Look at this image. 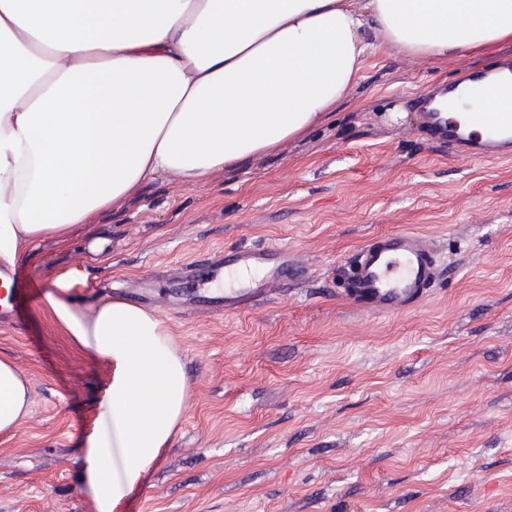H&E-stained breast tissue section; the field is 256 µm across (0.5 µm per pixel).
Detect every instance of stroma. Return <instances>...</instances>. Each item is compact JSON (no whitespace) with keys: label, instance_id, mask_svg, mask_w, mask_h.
I'll return each mask as SVG.
<instances>
[{"label":"stroma","instance_id":"35a3bbf8","mask_svg":"<svg viewBox=\"0 0 512 512\" xmlns=\"http://www.w3.org/2000/svg\"><path fill=\"white\" fill-rule=\"evenodd\" d=\"M366 38L359 79L305 132L201 181L156 174L30 245L0 316L31 397L0 434V512H95L84 443L109 369L31 296L65 272L89 312L149 280L135 303L185 360L188 409L121 512H512V160L451 154L416 104L512 41L436 61ZM399 231L439 275L416 307L360 312L342 293L357 251ZM258 245L287 249L288 276L249 308L195 305L247 287L234 267L174 275Z\"/></svg>","mask_w":512,"mask_h":512}]
</instances>
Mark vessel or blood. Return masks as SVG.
Segmentation results:
<instances>
[{"instance_id":"vessel-or-blood-1","label":"vessel or blood","mask_w":512,"mask_h":512,"mask_svg":"<svg viewBox=\"0 0 512 512\" xmlns=\"http://www.w3.org/2000/svg\"><path fill=\"white\" fill-rule=\"evenodd\" d=\"M431 103V95H421L424 124L434 140L476 157L512 158V115L505 113L497 119L500 140L484 141L475 133L462 132L459 121L444 117ZM281 254L277 247L241 249L229 258L217 254L187 269L186 275L195 278L214 274L226 263L247 274L259 264L271 263L269 276L213 303L219 310H238L263 297L274 282L287 276L286 265L279 261ZM438 274L436 254L419 235L394 232L377 237L360 249L345 293L361 310L378 315L398 313L420 302Z\"/></svg>"}]
</instances>
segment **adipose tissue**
Here are the masks:
<instances>
[{
    "label": "adipose tissue",
    "instance_id": "obj_1",
    "mask_svg": "<svg viewBox=\"0 0 512 512\" xmlns=\"http://www.w3.org/2000/svg\"><path fill=\"white\" fill-rule=\"evenodd\" d=\"M411 56L512 39V0H0V264L65 235L159 172L198 181L321 120L359 76L364 27ZM475 112L512 113V73L483 79ZM44 310L111 369L86 441L96 512H120L188 406L169 324L123 300L93 311L66 292ZM0 359V434L30 413Z\"/></svg>",
    "mask_w": 512,
    "mask_h": 512
}]
</instances>
